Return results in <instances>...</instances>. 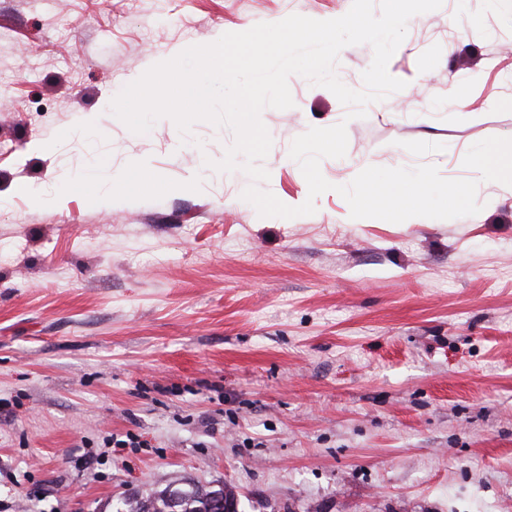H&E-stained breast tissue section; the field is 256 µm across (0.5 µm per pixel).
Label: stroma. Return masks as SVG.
I'll return each instance as SVG.
<instances>
[{
    "instance_id": "obj_1",
    "label": "stroma",
    "mask_w": 512,
    "mask_h": 512,
    "mask_svg": "<svg viewBox=\"0 0 512 512\" xmlns=\"http://www.w3.org/2000/svg\"><path fill=\"white\" fill-rule=\"evenodd\" d=\"M352 0H0V512H115L192 478L239 512H512V0L413 16L388 64L405 89L363 118L294 75L265 109L280 201L289 148L345 123L316 211L260 216L220 173L229 129L131 132L112 99L227 32ZM142 165L137 198L91 204ZM493 146L488 170L471 157ZM477 181L480 213L354 219L368 166ZM134 435L136 448L111 447Z\"/></svg>"
}]
</instances>
